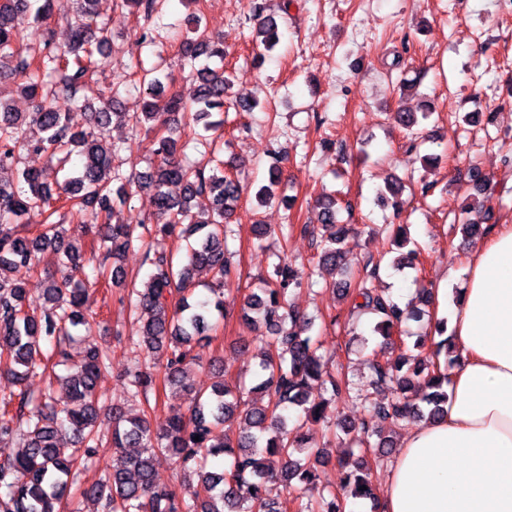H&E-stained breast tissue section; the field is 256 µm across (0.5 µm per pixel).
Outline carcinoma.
<instances>
[{
    "label": "carcinoma",
    "instance_id": "1",
    "mask_svg": "<svg viewBox=\"0 0 512 512\" xmlns=\"http://www.w3.org/2000/svg\"><path fill=\"white\" fill-rule=\"evenodd\" d=\"M115 6L141 14V42L164 47L162 29L149 24L160 13L164 0H113ZM74 22L66 49L55 45L45 24L51 17L53 0H0V77L22 81L21 93L30 111L20 112L0 95V359L15 365L11 370L15 390L0 395V512H61L70 485L82 471L95 463L103 441L96 430L101 416L112 419V448L117 462L99 480L83 487L82 497L100 504L102 512H345L351 503L374 498L368 462L340 478L339 490L315 498L306 491L316 486L315 462L328 457L325 448L307 446L305 428L324 421L332 401L350 393V382L325 370L320 346L310 335L311 319L289 303V290L313 282L277 253V262L260 287L244 296L240 319L248 326L261 325V340L267 350L254 374L253 391L267 396V402L248 405L244 389L217 381L211 392L195 391L182 385L189 401L188 414L172 418L155 431L148 411L126 414L123 405L106 404L97 381L111 362L108 349L89 341L80 363H70L67 343L73 331L97 322V314L84 311L87 288L71 282L68 271L79 266L82 254L68 236L66 221H74L92 208L101 223L94 225L96 248L103 251L100 269L108 284L118 291L119 302L127 308L135 336L127 347L147 360L136 362L126 379V402L149 404L157 379L174 385L183 379L187 366L204 362L208 333L214 329L212 313L226 318L224 285L240 278L227 245L226 222L234 213L243 187L224 171V161L211 159L200 164L187 151L215 154L212 133L224 126V118L199 121L224 112V102L233 75L207 62L224 60L223 44L202 27V17L193 13V27L180 43L178 53L188 76L198 82L195 98L187 102L175 90L174 76L157 64L139 67L143 106L140 112L120 111L125 85L117 83L104 95L93 86L94 69L109 57L112 33L97 22L98 0H74ZM255 45L269 53L280 42L279 24L273 16L260 19L255 28ZM88 112L89 126L75 132L68 113L58 102ZM429 112H392L389 118L405 134L418 135ZM117 120L144 126L155 134V160L147 171L125 175L115 164L117 150L103 144V131ZM46 157L63 173L50 186L34 169H19L20 152ZM80 157L75 170L67 168L72 154ZM280 153L268 168L267 183L255 192L257 206L276 200L281 184ZM471 198L475 205L460 209V230L467 236L485 232L479 218L471 217L486 206L489 179L471 169ZM176 184L181 194L172 196L168 187ZM152 193L154 212L149 220L121 217L117 206L125 205L131 187ZM208 194L211 209L192 211V201ZM317 223L322 233L318 244V268L338 281L341 295L352 315L372 314V332L393 340L402 324L418 320L422 311L402 307L373 287L380 263L367 261L365 274L352 282L345 278L342 251L345 225L338 219V200L325 195L317 202ZM37 210L44 215L40 224H23L22 218ZM294 225L274 230L254 225L255 239L270 235L288 240ZM186 236L185 253L176 257L153 251L151 240ZM394 243L401 250L393 259L399 269L419 271V247L408 246V225L395 224ZM52 245L59 254L61 278L47 280L42 295L45 306L29 299L27 278L38 271L40 250ZM134 246L145 249L153 267L141 283L118 262ZM211 275L208 289L213 301L194 300L193 273ZM429 358L411 361L400 352L386 359L373 358V382L391 389V396L378 399L367 414L370 422L351 426L353 442L384 449L393 443L378 436L376 423L408 417L434 420L447 413L448 368L456 363L449 338L435 343ZM62 366L66 375L56 373ZM36 376L65 382L69 405L56 410L51 394L35 396L28 381ZM323 386L329 397L310 400L313 383ZM424 387L415 402L409 396L413 384ZM377 441H371L372 437ZM21 451L11 452L14 443ZM172 458L183 470L197 476L192 490L179 494L155 485L152 459ZM304 490L291 498L271 500L265 495L267 483L285 487L293 481Z\"/></svg>",
    "mask_w": 512,
    "mask_h": 512
}]
</instances>
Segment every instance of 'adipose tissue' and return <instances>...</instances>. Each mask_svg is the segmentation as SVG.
Returning <instances> with one entry per match:
<instances>
[{
	"mask_svg": "<svg viewBox=\"0 0 512 512\" xmlns=\"http://www.w3.org/2000/svg\"><path fill=\"white\" fill-rule=\"evenodd\" d=\"M458 355L443 419L409 432L379 512H512V225L471 256L456 302L436 297Z\"/></svg>",
	"mask_w": 512,
	"mask_h": 512,
	"instance_id": "ef3b65f1",
	"label": "adipose tissue"
}]
</instances>
